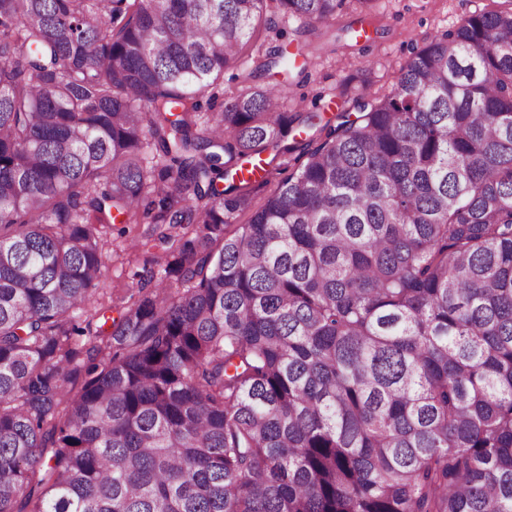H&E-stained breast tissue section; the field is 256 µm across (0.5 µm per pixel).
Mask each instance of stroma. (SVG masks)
Segmentation results:
<instances>
[{
  "mask_svg": "<svg viewBox=\"0 0 512 512\" xmlns=\"http://www.w3.org/2000/svg\"><path fill=\"white\" fill-rule=\"evenodd\" d=\"M493 0H347L336 22L299 39L307 60L302 75L283 79L289 103L324 108L327 117L389 94L412 48L456 28L465 16L494 9ZM366 29L369 37L353 40ZM165 224H113L102 233L108 268L100 291L111 296L118 317L143 275L170 259L175 243Z\"/></svg>",
  "mask_w": 512,
  "mask_h": 512,
  "instance_id": "1",
  "label": "stroma"
}]
</instances>
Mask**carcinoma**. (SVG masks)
Masks as SVG:
<instances>
[{"instance_id":"obj_1","label":"carcinoma","mask_w":512,"mask_h":512,"mask_svg":"<svg viewBox=\"0 0 512 512\" xmlns=\"http://www.w3.org/2000/svg\"><path fill=\"white\" fill-rule=\"evenodd\" d=\"M342 2L0 0V512H512V3L334 125L224 98ZM142 216L176 254L95 326ZM272 33H268L263 28L254 37L248 46L243 50L242 57L238 62L239 67L231 68L224 73V98H228L237 94L244 85L240 80L232 78L234 75L240 73L241 69L248 71L254 68L253 59L258 56H265L273 49L278 43L272 37Z\"/></svg>"}]
</instances>
